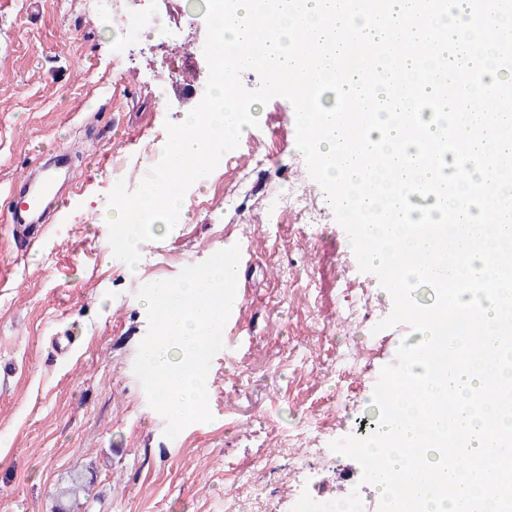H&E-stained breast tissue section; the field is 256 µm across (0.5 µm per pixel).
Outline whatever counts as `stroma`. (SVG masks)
Here are the masks:
<instances>
[{
  "mask_svg": "<svg viewBox=\"0 0 512 512\" xmlns=\"http://www.w3.org/2000/svg\"><path fill=\"white\" fill-rule=\"evenodd\" d=\"M189 0H146L159 30L85 0H0V512H56L71 475H94L79 512H290L295 495L383 512L359 464L311 456L364 436L383 366L420 334L377 330L393 301L377 277L345 263L348 235L296 145L285 98L253 104L238 153L187 191L178 222L141 246L129 275L109 244L108 195L117 158L162 152L166 122L185 103L157 79L192 69L203 49L168 58L166 43L205 31L182 23ZM67 151L74 181L44 234L14 239L8 224L20 172ZM295 190L320 220L301 224L276 200ZM239 245L242 311L209 369L212 422L175 438L133 371L148 331L146 284L176 277Z\"/></svg>",
  "mask_w": 512,
  "mask_h": 512,
  "instance_id": "obj_1",
  "label": "stroma"
}]
</instances>
